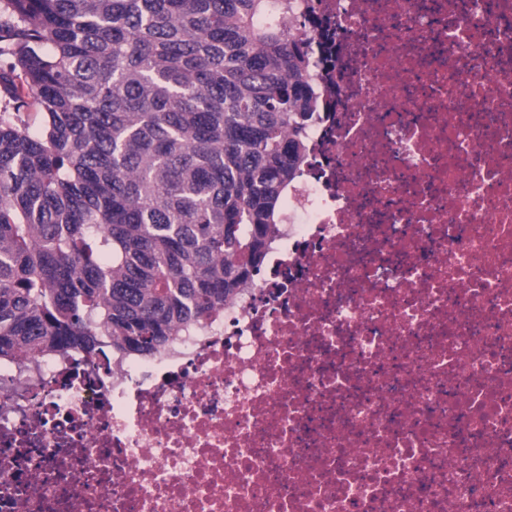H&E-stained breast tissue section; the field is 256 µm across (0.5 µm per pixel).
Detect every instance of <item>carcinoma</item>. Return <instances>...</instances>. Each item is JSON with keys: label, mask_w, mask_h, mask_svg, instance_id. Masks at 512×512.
<instances>
[{"label": "carcinoma", "mask_w": 512, "mask_h": 512, "mask_svg": "<svg viewBox=\"0 0 512 512\" xmlns=\"http://www.w3.org/2000/svg\"><path fill=\"white\" fill-rule=\"evenodd\" d=\"M290 0H0V362L202 327L265 258L315 89Z\"/></svg>", "instance_id": "obj_1"}]
</instances>
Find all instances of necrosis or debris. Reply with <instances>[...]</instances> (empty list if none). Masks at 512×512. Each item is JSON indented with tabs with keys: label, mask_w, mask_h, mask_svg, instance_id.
Here are the masks:
<instances>
[{
	"label": "necrosis or debris",
	"mask_w": 512,
	"mask_h": 512,
	"mask_svg": "<svg viewBox=\"0 0 512 512\" xmlns=\"http://www.w3.org/2000/svg\"><path fill=\"white\" fill-rule=\"evenodd\" d=\"M294 2L262 270L152 356L1 363L0 512H512V0Z\"/></svg>",
	"instance_id": "necrosis-or-debris-1"
}]
</instances>
